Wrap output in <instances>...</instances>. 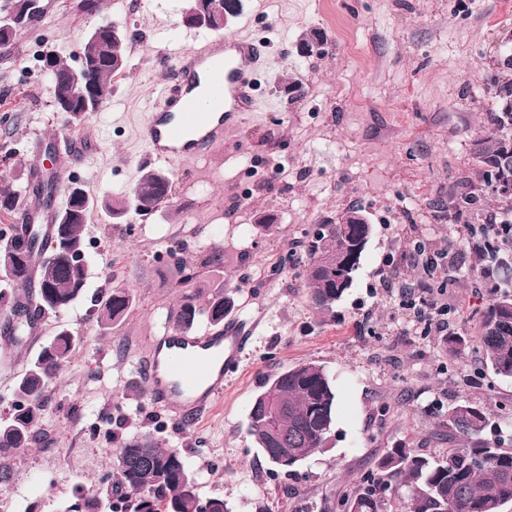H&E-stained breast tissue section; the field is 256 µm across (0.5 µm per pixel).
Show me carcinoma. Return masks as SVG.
<instances>
[{
  "instance_id": "carcinoma-1",
  "label": "carcinoma",
  "mask_w": 512,
  "mask_h": 512,
  "mask_svg": "<svg viewBox=\"0 0 512 512\" xmlns=\"http://www.w3.org/2000/svg\"><path fill=\"white\" fill-rule=\"evenodd\" d=\"M227 0H208L199 13L190 7L185 15L197 29L219 31L227 18ZM112 60L103 56L101 45L91 40L84 47L86 59L93 66L82 76L94 85L112 83V76L126 65L130 36L124 28L112 26ZM505 75L491 80L490 90L496 100L489 113L484 136L476 143L474 159L477 185L472 191L455 197L454 218L469 223L481 196L497 202L500 214L490 213L488 224L498 225L495 234H477L474 245L477 258L472 272L480 282L492 288L491 298L482 312L479 347L494 373L512 379V261L500 256L512 255V199L491 189L488 167L501 159L509 166L500 176L512 178V104L503 108L497 92H512V53L501 58ZM172 181L162 170H150L128 191H121L101 204L112 218L122 219L128 200L137 198L140 215H151L169 204ZM20 192L8 181L0 182V212H13ZM95 201L87 193L71 202L73 218L64 225L65 241L72 254L85 253L83 228ZM31 232L20 234L15 228L0 233V249L13 240L26 246L24 260L9 273L0 276V307L9 308L21 320L8 322L5 338L19 346L25 327L29 326V303L41 314H60L75 307L88 292V269L82 264L63 262L47 268L42 256L53 250L58 224L45 237L36 224ZM371 225L361 223V211L351 208L338 222L318 225L307 247L308 282L311 299L321 311L332 309L342 300L360 267L361 257L371 236ZM96 322L110 327L121 320L132 304L125 287L116 286L97 296ZM234 301L224 296V285L211 292L205 305L196 302V294L186 293L176 308L167 314L177 328L191 330L203 316L213 326L224 324ZM76 337L67 329L56 332L43 345L17 377L12 396L22 403L0 417V482L11 475L12 453L26 448L37 439L44 417L43 402L48 389L56 383L69 363ZM248 433L271 464L286 472L316 451L327 448L336 422V390L323 367L310 362L295 364L268 378L256 395L248 414ZM490 424L486 409L469 400L457 403L446 414L448 449L439 459H432L414 448L397 445L383 454L377 463L376 485L355 487L341 504H350L355 512H387L388 499L399 503L395 512H502L512 503V448L505 441H489L483 433ZM480 458L483 464L474 465ZM76 501L65 512H229L220 498L204 500L198 493L196 479L182 454L161 447L154 434L145 430L124 438L112 471L110 494L84 487L75 489Z\"/></svg>"
}]
</instances>
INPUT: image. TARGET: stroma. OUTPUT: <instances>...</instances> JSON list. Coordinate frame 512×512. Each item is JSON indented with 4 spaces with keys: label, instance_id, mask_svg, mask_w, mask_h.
<instances>
[{
    "label": "stroma",
    "instance_id": "stroma-1",
    "mask_svg": "<svg viewBox=\"0 0 512 512\" xmlns=\"http://www.w3.org/2000/svg\"><path fill=\"white\" fill-rule=\"evenodd\" d=\"M40 25L0 52V178L31 209L41 182L55 179L56 152L86 158L73 171L102 200L162 169L173 181L167 208L119 222L96 208L84 226L89 289L127 288L133 307L100 328L90 297L44 316L21 347L0 338V414H9L26 359L68 327L78 341L45 402L42 433L18 450L0 499L15 512H65L76 485L111 472L106 435L149 430L177 449L201 497L230 512H339L354 486L367 487L386 448L402 443L436 458L448 446L443 421L469 400L492 414L488 439H512V380L477 350L488 288L468 269L472 241L448 224L446 204L474 181L475 141L494 109L495 56L512 38V0H244L229 34L261 41L269 63L256 73L258 112L234 139L192 168L163 164L136 138L145 104L165 77L162 58L193 48L203 30L186 26V0H99L91 14L74 0H43ZM111 22L132 31L127 65L112 96L90 118L57 112L43 67L47 51L78 66L87 34ZM311 52H303L304 42ZM372 226L351 288L327 313L310 297L303 262L317 225L350 208ZM274 216L272 226L258 217ZM445 252L431 272L412 266L416 241ZM395 286L384 289L383 278ZM234 314L255 321L240 372L192 428L174 425L146 400L138 364L155 348L167 313L188 290L206 301L213 280ZM425 285L448 308V330L426 329L401 306V283ZM463 340L454 352L446 333ZM300 362L324 367L336 386L329 449L282 471L247 431L265 379Z\"/></svg>",
    "mask_w": 512,
    "mask_h": 512
}]
</instances>
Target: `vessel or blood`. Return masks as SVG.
Wrapping results in <instances>:
<instances>
[{
    "instance_id": "obj_1",
    "label": "vessel or blood",
    "mask_w": 512,
    "mask_h": 512,
    "mask_svg": "<svg viewBox=\"0 0 512 512\" xmlns=\"http://www.w3.org/2000/svg\"><path fill=\"white\" fill-rule=\"evenodd\" d=\"M264 63L261 45L239 35L211 37L183 52L137 129L139 141L157 159L194 164L256 111L248 69ZM201 84L210 100L205 108L194 95ZM251 329L247 319L230 317L200 336L164 330L158 342L164 357L143 362L149 401L183 426L209 412L238 370Z\"/></svg>"
}]
</instances>
